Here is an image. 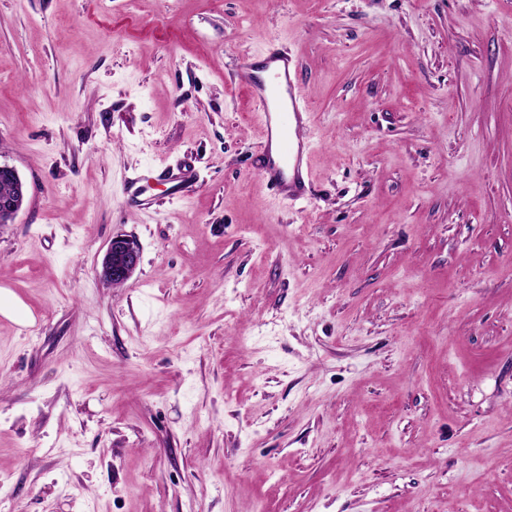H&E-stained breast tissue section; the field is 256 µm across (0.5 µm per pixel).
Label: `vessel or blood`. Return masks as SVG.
<instances>
[{
  "mask_svg": "<svg viewBox=\"0 0 512 512\" xmlns=\"http://www.w3.org/2000/svg\"><path fill=\"white\" fill-rule=\"evenodd\" d=\"M236 81L247 91L262 124L260 177L280 197H303L312 145L303 134L309 113L292 59L277 46H268L260 61L238 67Z\"/></svg>",
  "mask_w": 512,
  "mask_h": 512,
  "instance_id": "obj_1",
  "label": "vessel or blood"
}]
</instances>
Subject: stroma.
Instances as JSON below:
<instances>
[{"instance_id":"stroma-1","label":"stroma","mask_w":512,"mask_h":512,"mask_svg":"<svg viewBox=\"0 0 512 512\" xmlns=\"http://www.w3.org/2000/svg\"><path fill=\"white\" fill-rule=\"evenodd\" d=\"M0 162V512H512V0H0ZM260 57L256 63L252 62L253 56H247L235 75L262 124L258 173L278 196L299 199L310 176L312 145L303 134L309 112L288 54L270 45ZM0 175H3L6 179L10 180L0 179L1 198L11 195L14 192L15 189L12 182H15L19 187L17 194L0 200V223L11 224L14 222L18 213L23 209V205L27 198V186L13 166L0 163ZM140 259L136 242L123 235L113 236L102 260L100 276L110 285L123 284L137 269Z\"/></svg>"}]
</instances>
